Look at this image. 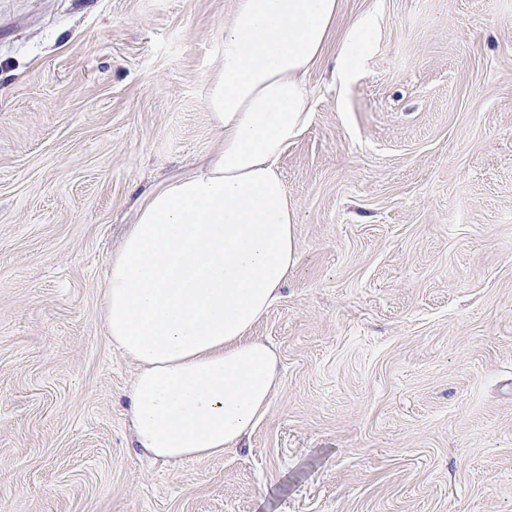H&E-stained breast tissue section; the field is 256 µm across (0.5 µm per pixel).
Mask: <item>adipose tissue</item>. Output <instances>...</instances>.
Returning <instances> with one entry per match:
<instances>
[{
	"mask_svg": "<svg viewBox=\"0 0 512 512\" xmlns=\"http://www.w3.org/2000/svg\"><path fill=\"white\" fill-rule=\"evenodd\" d=\"M341 0H236L205 105L215 146L139 201L103 283L104 331L133 360L128 417L138 448L205 460L237 447L278 385L253 328L297 262L298 206L277 163L311 122L308 76L335 42L333 75L361 72L377 30L330 35Z\"/></svg>",
	"mask_w": 512,
	"mask_h": 512,
	"instance_id": "obj_1",
	"label": "adipose tissue"
}]
</instances>
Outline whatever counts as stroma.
Returning a JSON list of instances; mask_svg holds the SVG:
<instances>
[{
	"label": "stroma",
	"mask_w": 512,
	"mask_h": 512,
	"mask_svg": "<svg viewBox=\"0 0 512 512\" xmlns=\"http://www.w3.org/2000/svg\"><path fill=\"white\" fill-rule=\"evenodd\" d=\"M235 2L0 0V512H512V0H341L379 35L279 162L278 386L223 455L136 447L102 281L213 145Z\"/></svg>",
	"instance_id": "35a3bbf8"
}]
</instances>
